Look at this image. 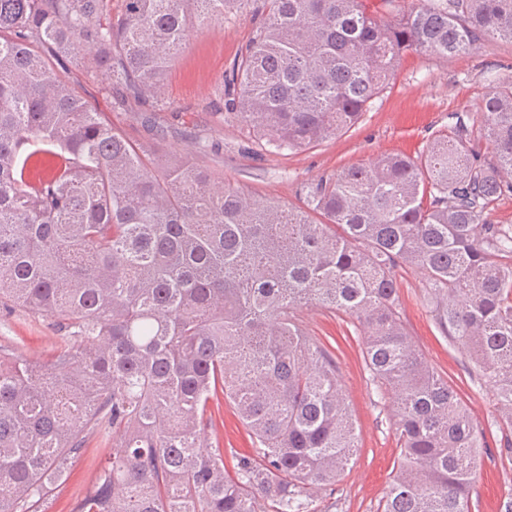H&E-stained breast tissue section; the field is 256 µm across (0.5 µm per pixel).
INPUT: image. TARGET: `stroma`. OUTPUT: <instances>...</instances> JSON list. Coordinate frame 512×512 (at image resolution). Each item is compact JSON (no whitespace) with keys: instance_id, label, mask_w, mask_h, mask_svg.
Wrapping results in <instances>:
<instances>
[{"instance_id":"stroma-1","label":"stroma","mask_w":512,"mask_h":512,"mask_svg":"<svg viewBox=\"0 0 512 512\" xmlns=\"http://www.w3.org/2000/svg\"><path fill=\"white\" fill-rule=\"evenodd\" d=\"M263 0H245L224 22L191 33L168 68L161 100H146L145 124L120 104V89H107L103 75L87 72L80 57L62 56L55 65L96 111L132 141L171 155L185 151L188 134L205 139L196 160L255 196L286 205L299 202L307 184L357 165H371L393 153H426L433 140L451 134L453 115H477L495 80L512 79V42L489 40L455 57L405 54L388 88L346 133L295 152L262 149L252 131L229 106L228 78L237 58L250 45ZM402 317L428 364L457 392L484 433L486 446L473 485L471 512H504L512 497V440L494 392L470 358L440 335L426 301L421 277L406 270L397 275ZM306 331L333 351L338 377L356 421L359 448L339 481L314 488L313 512H376L397 474V448L388 402L382 399L365 367L363 333L348 316L320 307L297 313ZM60 335L46 318L23 308L0 312V344L11 343L28 357L49 354ZM103 454V439L91 440L61 495L47 512H68L91 481Z\"/></svg>"}]
</instances>
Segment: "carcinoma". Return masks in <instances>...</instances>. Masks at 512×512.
Segmentation results:
<instances>
[{
    "mask_svg": "<svg viewBox=\"0 0 512 512\" xmlns=\"http://www.w3.org/2000/svg\"><path fill=\"white\" fill-rule=\"evenodd\" d=\"M243 0H0V307L52 321L31 360L0 345V512H44L89 438L112 451L70 512H309L358 448L333 354L296 311L341 312L389 396L399 473L377 512H471L482 430L411 341L397 273H421L440 332L479 367L512 429V80L479 125L418 159L387 155L262 200L151 154L52 58L81 54L125 106L158 95L192 30ZM232 67L233 105L265 148L354 127L408 52L512 42V0H426L387 23L365 0H265ZM251 438L227 468L212 405Z\"/></svg>",
    "mask_w": 512,
    "mask_h": 512,
    "instance_id": "cac0c4a2",
    "label": "carcinoma"
}]
</instances>
